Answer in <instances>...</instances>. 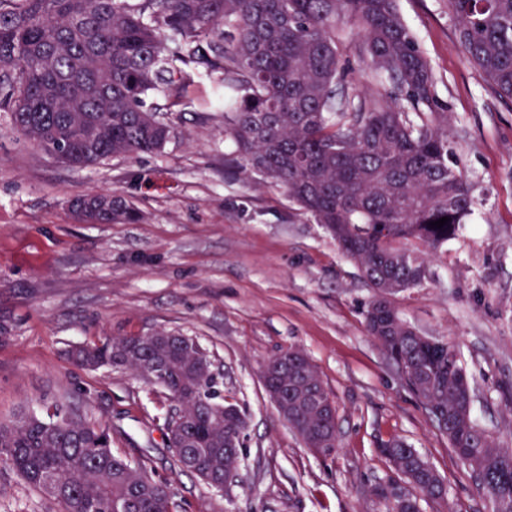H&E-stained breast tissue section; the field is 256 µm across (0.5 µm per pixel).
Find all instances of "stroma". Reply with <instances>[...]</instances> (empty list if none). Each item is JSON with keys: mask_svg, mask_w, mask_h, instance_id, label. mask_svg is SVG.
<instances>
[{"mask_svg": "<svg viewBox=\"0 0 512 512\" xmlns=\"http://www.w3.org/2000/svg\"><path fill=\"white\" fill-rule=\"evenodd\" d=\"M438 79L448 135L475 205L425 282L395 299L422 335L456 343L472 413L512 444V98L459 47L448 0H397ZM209 80L169 113L161 151L73 170L34 147L0 112V419L50 401L108 426L115 452L170 484L173 512H389L375 488L392 475L378 448L407 441L442 476L445 499L422 512H492L442 434L368 334L372 291L357 266L280 185L246 177L205 109ZM109 191L130 223L91 224L72 198ZM165 330L195 338L244 412L237 483L218 491L179 470L168 402L129 372L88 371L72 346ZM303 349L336 402L334 456L314 457L264 385L266 363ZM7 469L0 512H50Z\"/></svg>", "mask_w": 512, "mask_h": 512, "instance_id": "1", "label": "stroma"}]
</instances>
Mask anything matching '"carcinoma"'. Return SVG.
<instances>
[{"mask_svg": "<svg viewBox=\"0 0 512 512\" xmlns=\"http://www.w3.org/2000/svg\"><path fill=\"white\" fill-rule=\"evenodd\" d=\"M448 8L466 58L512 98V0H448ZM344 25L359 39L364 69L388 91L368 94L345 80ZM196 75L212 81L203 103L224 112L242 169L280 184L357 265L373 292L369 335L425 410L441 415L439 430L494 512H512V448L473 420L458 347L429 345L376 316L380 297L423 284L429 253L474 204L434 69L396 0H0V108L13 129L45 153L63 151L72 168L160 151L173 132L166 115L196 89ZM150 93L163 103L146 106ZM442 217L443 227H430ZM94 218L119 223L135 212L114 201ZM143 342L113 336L70 356L90 370L134 373L167 357V376L145 383L192 415L175 426L166 419L176 463L212 488L224 485L239 469L244 414L224 411L217 379L198 371L194 349ZM275 381L287 382L289 425L303 444L324 434L314 455L335 454L336 423L312 410V391L330 398L315 366L304 358ZM380 453L394 473L376 487L390 512H420V499L443 498V478L411 445L392 439ZM0 467L55 512H171L169 485L145 461L114 452L108 427L62 407L1 421Z\"/></svg>", "mask_w": 512, "mask_h": 512, "instance_id": "carcinoma-1", "label": "carcinoma"}]
</instances>
